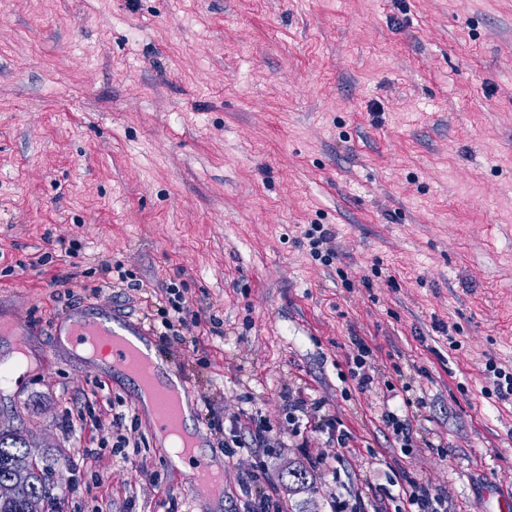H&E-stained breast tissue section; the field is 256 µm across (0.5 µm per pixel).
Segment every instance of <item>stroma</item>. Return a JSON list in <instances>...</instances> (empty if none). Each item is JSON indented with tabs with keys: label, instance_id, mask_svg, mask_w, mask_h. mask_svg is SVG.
<instances>
[{
	"label": "stroma",
	"instance_id": "stroma-1",
	"mask_svg": "<svg viewBox=\"0 0 512 512\" xmlns=\"http://www.w3.org/2000/svg\"><path fill=\"white\" fill-rule=\"evenodd\" d=\"M313 224L336 233L332 264L310 255ZM60 237L76 260L38 265ZM170 285L198 343L157 348L198 424L280 425L301 387L352 435L335 476L297 486L298 449L259 472L249 432L233 459L211 445L224 512L251 483L292 487L285 512H328L331 484L406 512L421 479L454 512H501L512 401L482 390L488 361L512 370V0H0V357L29 369L0 392V429L61 473L63 512H207L146 422L127 466L108 447L83 462L101 432L63 425L90 407L111 422L137 394L58 346L54 319L103 306L155 336ZM386 409L411 418V447ZM354 348L353 352L349 354L348 363L350 365L353 364V367L350 368L351 376L357 380V385L361 391H368L372 387L373 376L371 371H373V366L371 363L372 351L367 343L361 338H355L353 342Z\"/></svg>",
	"mask_w": 512,
	"mask_h": 512
}]
</instances>
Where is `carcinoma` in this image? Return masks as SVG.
Listing matches in <instances>:
<instances>
[{"instance_id":"cac0c4a2","label":"carcinoma","mask_w":512,"mask_h":512,"mask_svg":"<svg viewBox=\"0 0 512 512\" xmlns=\"http://www.w3.org/2000/svg\"><path fill=\"white\" fill-rule=\"evenodd\" d=\"M26 447L22 432L15 429L0 430V485H12L19 488L24 496L1 499L0 512H27V500L40 499L44 505L52 503L49 489L61 485L57 472L48 466L34 464L27 470L19 471L9 465L13 456Z\"/></svg>"}]
</instances>
